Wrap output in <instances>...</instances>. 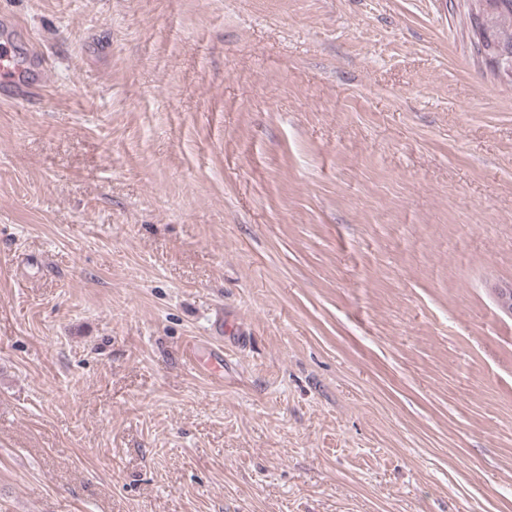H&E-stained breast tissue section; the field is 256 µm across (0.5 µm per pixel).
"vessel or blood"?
Masks as SVG:
<instances>
[{
    "label": "vessel or blood",
    "instance_id": "obj_1",
    "mask_svg": "<svg viewBox=\"0 0 512 512\" xmlns=\"http://www.w3.org/2000/svg\"><path fill=\"white\" fill-rule=\"evenodd\" d=\"M0 72L13 78L12 84L0 90V96L17 102L41 97L47 84L45 57L37 47L21 51L1 43Z\"/></svg>",
    "mask_w": 512,
    "mask_h": 512
}]
</instances>
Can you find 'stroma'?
Here are the masks:
<instances>
[{"label":"stroma","instance_id":"obj_1","mask_svg":"<svg viewBox=\"0 0 512 512\" xmlns=\"http://www.w3.org/2000/svg\"><path fill=\"white\" fill-rule=\"evenodd\" d=\"M466 0H0V512H512V78ZM481 55L487 58L499 71L512 76L511 66H504L503 62L506 57L511 58V49L508 45L501 43H491L489 47H486V43L481 40L478 45ZM0 72L12 76L14 80L3 88L2 96L17 102L41 97L47 84L45 57L37 46L21 51L1 43Z\"/></svg>","mask_w":512,"mask_h":512}]
</instances>
